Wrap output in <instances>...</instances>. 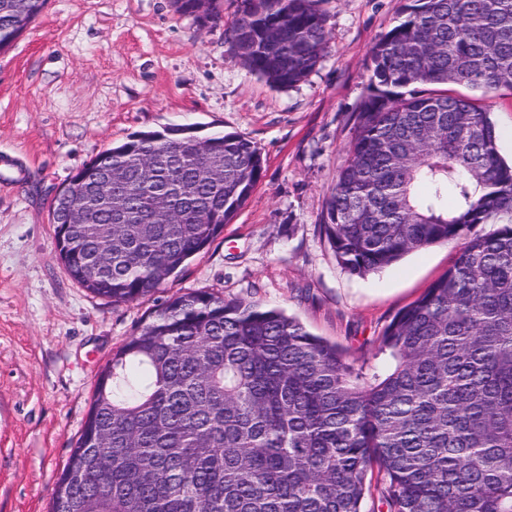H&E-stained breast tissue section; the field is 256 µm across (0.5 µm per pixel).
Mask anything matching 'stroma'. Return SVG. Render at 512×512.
Segmentation results:
<instances>
[{
    "mask_svg": "<svg viewBox=\"0 0 512 512\" xmlns=\"http://www.w3.org/2000/svg\"><path fill=\"white\" fill-rule=\"evenodd\" d=\"M405 0H323L331 29L317 69L270 86L229 57L226 22L200 28L170 0H48L0 52V512H49L51 494L112 351L167 299L206 290L283 308L350 356L369 353L395 314L448 268L435 244L356 277L320 229L346 158L370 49ZM512 161V90L479 94ZM238 133L262 177L224 231L153 293L112 304L57 255V191L106 148L141 131Z\"/></svg>",
    "mask_w": 512,
    "mask_h": 512,
    "instance_id": "obj_1",
    "label": "stroma"
}]
</instances>
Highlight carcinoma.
Returning a JSON list of instances; mask_svg holds the SVG:
<instances>
[{"mask_svg": "<svg viewBox=\"0 0 512 512\" xmlns=\"http://www.w3.org/2000/svg\"><path fill=\"white\" fill-rule=\"evenodd\" d=\"M47 2L0 0V49ZM320 2L239 0L231 58L279 88L304 81L329 42ZM370 59L321 228L352 276L461 240L448 270L360 361L281 309L169 299L100 373L49 512H362L374 492L386 512H512V164L487 110L446 89H512V0H408ZM212 138L215 179L183 128L134 133L77 172L94 214L51 209L68 274L130 302L220 235L263 160L244 136ZM161 198L176 223L156 218Z\"/></svg>", "mask_w": 512, "mask_h": 512, "instance_id": "cac0c4a2", "label": "carcinoma"}]
</instances>
